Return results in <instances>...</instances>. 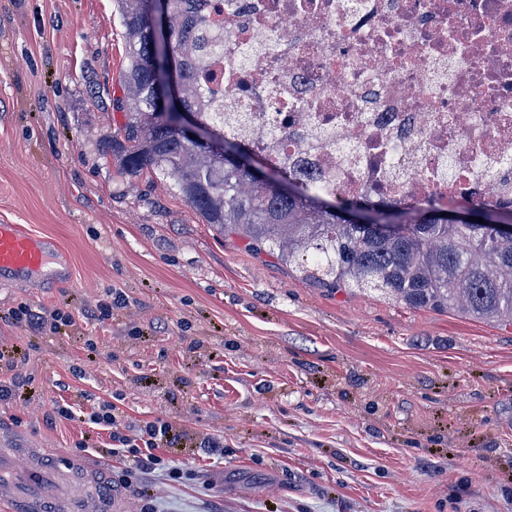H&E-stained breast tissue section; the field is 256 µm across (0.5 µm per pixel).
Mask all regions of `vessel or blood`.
I'll return each mask as SVG.
<instances>
[{"instance_id":"vessel-or-blood-1","label":"vessel or blood","mask_w":512,"mask_h":512,"mask_svg":"<svg viewBox=\"0 0 512 512\" xmlns=\"http://www.w3.org/2000/svg\"><path fill=\"white\" fill-rule=\"evenodd\" d=\"M67 256L48 237L19 224H0V283L68 282ZM30 463L19 478L5 476L10 455H0V502L12 512H121L122 494L100 468L59 452L28 451Z\"/></svg>"}]
</instances>
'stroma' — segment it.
<instances>
[{
  "label": "stroma",
  "mask_w": 512,
  "mask_h": 512,
  "mask_svg": "<svg viewBox=\"0 0 512 512\" xmlns=\"http://www.w3.org/2000/svg\"><path fill=\"white\" fill-rule=\"evenodd\" d=\"M124 65L112 0H0V224L72 264L0 288V380L25 383L0 437L106 469L126 512L143 487L155 512H512V324L312 285L165 182L118 177L102 138L125 122ZM115 288L125 306L87 320ZM22 303L75 322L32 331ZM107 402L182 431L159 454L183 478L109 454L83 421Z\"/></svg>",
  "instance_id": "obj_1"
}]
</instances>
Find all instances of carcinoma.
I'll return each mask as SVG.
<instances>
[{
	"mask_svg": "<svg viewBox=\"0 0 512 512\" xmlns=\"http://www.w3.org/2000/svg\"><path fill=\"white\" fill-rule=\"evenodd\" d=\"M126 45L121 83L125 123L103 137L106 158L119 176L143 173L168 179L177 195L203 222L220 231L239 232L258 247L269 243L282 260L297 264L302 279L323 288L376 291L414 309L461 310L484 319L512 321V240L502 241L488 227L497 213L512 208L479 204L467 212L477 223H451L432 204L370 205L369 225L341 216L324 184L294 173L298 186L285 194L278 179L256 182L225 156L183 141L180 113L224 141V151L245 142L224 133V93L197 80L224 45L200 12L201 0H114ZM166 7L168 41L149 36L153 11ZM165 60L179 84L178 105H159L156 64Z\"/></svg>",
	"mask_w": 512,
	"mask_h": 512,
	"instance_id": "cac0c4a2",
	"label": "carcinoma"
}]
</instances>
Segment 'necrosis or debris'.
<instances>
[{
	"label": "necrosis or debris",
	"instance_id": "necrosis-or-debris-1",
	"mask_svg": "<svg viewBox=\"0 0 512 512\" xmlns=\"http://www.w3.org/2000/svg\"><path fill=\"white\" fill-rule=\"evenodd\" d=\"M210 18L228 130L272 168L343 198L512 205V0H225Z\"/></svg>",
	"mask_w": 512,
	"mask_h": 512
}]
</instances>
